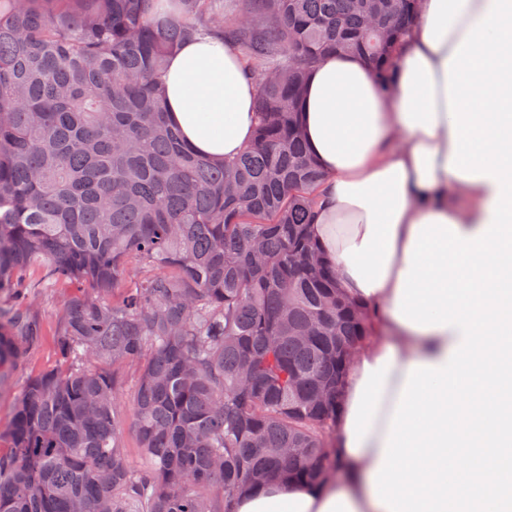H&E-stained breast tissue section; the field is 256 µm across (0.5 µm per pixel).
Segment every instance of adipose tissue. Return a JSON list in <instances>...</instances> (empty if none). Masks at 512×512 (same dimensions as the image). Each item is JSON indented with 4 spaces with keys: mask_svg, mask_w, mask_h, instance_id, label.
Returning a JSON list of instances; mask_svg holds the SVG:
<instances>
[{
    "mask_svg": "<svg viewBox=\"0 0 512 512\" xmlns=\"http://www.w3.org/2000/svg\"><path fill=\"white\" fill-rule=\"evenodd\" d=\"M491 0H423L397 48L394 89L370 67L332 54L311 71L301 107L308 148L328 179L311 234L346 295L372 313V338L351 360L335 422L338 476L318 485L271 484L241 496L236 512H389L373 496L395 403L412 364L446 362L460 341L418 330L394 311L416 224L441 217L470 236L486 226L498 185L451 173L446 63ZM168 116L195 153L219 160L254 139L253 85L239 53L214 34L173 55L164 76Z\"/></svg>",
    "mask_w": 512,
    "mask_h": 512,
    "instance_id": "adipose-tissue-1",
    "label": "adipose tissue"
}]
</instances>
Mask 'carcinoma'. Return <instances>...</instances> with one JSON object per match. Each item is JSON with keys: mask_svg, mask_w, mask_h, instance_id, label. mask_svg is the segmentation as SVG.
I'll list each match as a JSON object with an SVG mask.
<instances>
[{"mask_svg": "<svg viewBox=\"0 0 512 512\" xmlns=\"http://www.w3.org/2000/svg\"><path fill=\"white\" fill-rule=\"evenodd\" d=\"M152 2L0 0V390L43 336L27 271L93 290L64 298L55 364L0 431V512H235L336 470L345 351L370 314L308 232L324 173L301 98L330 53L363 57L388 91L420 5L165 0L168 20ZM202 32L256 86L255 139L233 160L196 155L167 117L165 61Z\"/></svg>", "mask_w": 512, "mask_h": 512, "instance_id": "carcinoma-1", "label": "carcinoma"}]
</instances>
